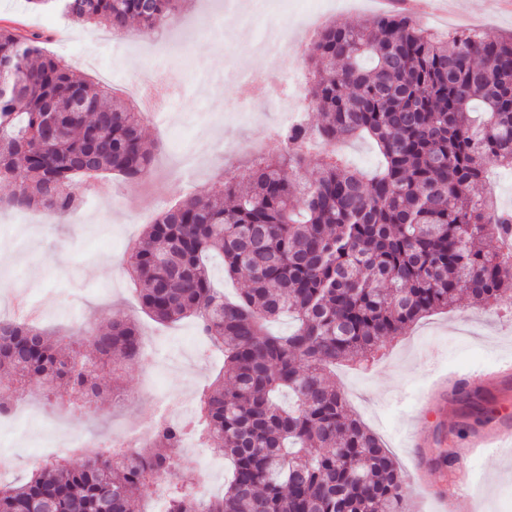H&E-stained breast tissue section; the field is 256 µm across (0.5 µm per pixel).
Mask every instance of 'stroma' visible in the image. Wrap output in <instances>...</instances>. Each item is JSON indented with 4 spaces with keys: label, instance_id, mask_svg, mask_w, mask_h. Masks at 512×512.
<instances>
[{
    "label": "stroma",
    "instance_id": "obj_1",
    "mask_svg": "<svg viewBox=\"0 0 512 512\" xmlns=\"http://www.w3.org/2000/svg\"><path fill=\"white\" fill-rule=\"evenodd\" d=\"M242 0H190L177 22L153 36L130 28L114 37L104 28L77 25L56 11H30L25 0H0V25L51 31L47 54L87 79L111 87L114 97L134 98L141 76L153 69L176 87L160 116L146 118L143 134L153 155L149 174L135 184L109 175L96 180L84 204L63 220L19 224L18 210H0V315L9 316L20 295L39 302L42 327L68 335L73 324L107 328L136 323L154 337L157 362L123 368L127 401L115 407L112 377L100 374L94 405L46 401L30 393L26 417L0 425V458L8 480L26 477L43 438L52 431L109 437L130 422L149 423L158 409L146 397L151 382L175 398L222 373L219 351L192 357L195 322L159 324L146 316L126 274L125 255L146 224L166 206L201 193L225 173L251 164V146L265 143L281 121L269 111L256 118L254 101L237 90L238 76L266 67L267 56L243 44L261 36ZM448 13L484 29L512 35V16L485 10L483 0H450ZM335 380L351 408L383 441L402 469L423 470L440 495H461L462 477L482 489L474 512H512V450L486 447L491 432L512 429V310L481 309L459 296L448 309L420 320L388 344L364 370L337 368ZM481 390L492 403L489 421L466 423L462 394ZM429 408L420 411V400ZM457 464H439L443 453Z\"/></svg>",
    "mask_w": 512,
    "mask_h": 512
}]
</instances>
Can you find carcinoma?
Instances as JSON below:
<instances>
[{
    "instance_id": "cac0c4a2",
    "label": "carcinoma",
    "mask_w": 512,
    "mask_h": 512,
    "mask_svg": "<svg viewBox=\"0 0 512 512\" xmlns=\"http://www.w3.org/2000/svg\"><path fill=\"white\" fill-rule=\"evenodd\" d=\"M78 24L153 35L185 0H26ZM42 30L0 28V179L14 193L0 205L63 219L81 180L114 171L148 173L140 112L112 101L45 54ZM303 97L322 112L288 127L280 149L204 193L162 210L132 243L126 270L144 313L159 323L196 319L224 352V381L200 389L195 411L204 445L224 456V494L202 503L178 481L186 432L158 426L152 447L119 458L97 449L80 466L66 455L0 483V512L47 503L53 512H130L166 475V512H408L401 469L348 409L332 367L374 355L387 339L448 308L458 293L479 307L512 301V211L472 187L493 167L512 170V39L484 30L436 37L414 17L378 13L325 27L307 49ZM367 137L382 158L367 178L337 145ZM323 145L318 176L302 175L306 148ZM219 254L249 287L236 301L214 287L205 259ZM286 314V335L267 323ZM129 321L69 340L27 319H0V370L10 391L46 400L96 396L118 352L141 358ZM288 392L284 406L278 394Z\"/></svg>"
}]
</instances>
